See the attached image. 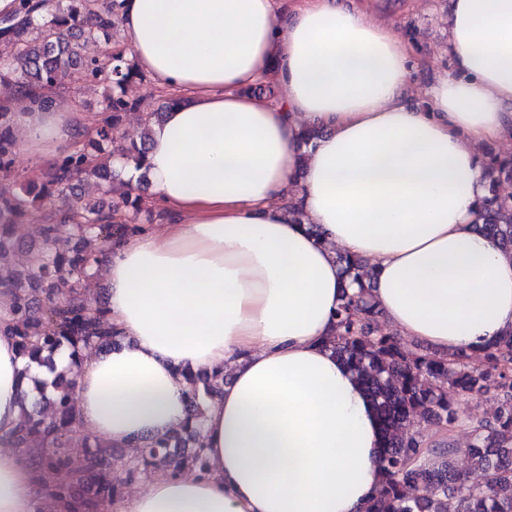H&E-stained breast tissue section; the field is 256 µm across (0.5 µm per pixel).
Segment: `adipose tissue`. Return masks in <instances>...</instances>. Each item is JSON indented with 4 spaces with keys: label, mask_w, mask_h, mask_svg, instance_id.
<instances>
[{
    "label": "adipose tissue",
    "mask_w": 512,
    "mask_h": 512,
    "mask_svg": "<svg viewBox=\"0 0 512 512\" xmlns=\"http://www.w3.org/2000/svg\"><path fill=\"white\" fill-rule=\"evenodd\" d=\"M121 18L126 55L175 99L142 167L165 222L104 260L119 343L74 375L75 426L127 448L192 425L181 368L230 380L204 404L205 469L157 472L112 510L363 512L382 441L327 346L347 286L335 250L369 261L371 302L428 352L479 357L512 332V253L473 226L479 146L512 150V0H452V67L423 109L404 95L412 46L356 0H123ZM263 82L280 96L254 93ZM0 105L35 158L95 132L2 85ZM23 367L1 330L2 439L22 421ZM48 497L0 449V512H70Z\"/></svg>",
    "instance_id": "ef3b65f1"
}]
</instances>
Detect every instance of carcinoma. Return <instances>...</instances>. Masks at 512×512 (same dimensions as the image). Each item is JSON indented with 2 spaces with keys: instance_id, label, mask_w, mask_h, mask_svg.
<instances>
[{
  "instance_id": "obj_1",
  "label": "carcinoma",
  "mask_w": 512,
  "mask_h": 512,
  "mask_svg": "<svg viewBox=\"0 0 512 512\" xmlns=\"http://www.w3.org/2000/svg\"><path fill=\"white\" fill-rule=\"evenodd\" d=\"M42 7L43 0H17L14 15L0 26V39L14 42L12 54L0 61V83L50 105L52 100L40 93L53 87L67 68L81 64L92 80L108 81L114 89L107 99L106 115L96 128L94 152L77 151L55 161L50 180L41 184L21 182L12 170L16 143L10 133L9 112L0 105V263L13 250L7 227L23 209L42 207L52 197L66 206L60 219L43 225L45 248L38 257L23 273L0 281L12 297L4 329L18 339L19 352L27 359L24 373H29L33 364L55 370V355L69 350L68 368L56 373L51 382L53 394L48 403L52 412L44 416L23 409L22 426L11 442L13 448L41 443L36 467L45 475L64 463L49 449L64 447L71 435L74 385L70 374L81 363L82 349L90 345L109 349L115 344V337L102 330L101 308L89 307L81 294L88 269L98 261L88 249V235L111 245L135 230L130 222L141 211L140 196L129 190L107 209L80 197L71 203L69 194L75 184L92 177L99 180L98 188L105 193L108 186L120 181L118 171L102 158L101 144L117 142L122 113L137 110L142 103L125 95V86L140 74L121 54L84 61L80 45L73 40L78 36L92 41L116 29L120 24L118 0H109L103 9L98 0H66V8L53 13L42 12ZM486 165L491 181L474 228L512 252V194L501 195L496 190L499 182L512 181V154H489ZM74 210L83 223H71ZM339 263L342 273L360 288L356 293H343L335 312L336 339L331 348L369 396L382 432L380 465L385 481L366 504V512H512V335L480 361L465 353L441 358L406 349L385 332L380 311L366 299L372 271L347 255L339 257ZM186 380L191 416L198 421L201 397L222 390L224 375L190 374ZM450 390L462 396L493 393L501 400L493 419L474 429L469 448L474 466L484 472L481 484H468L448 470L446 459L455 452L453 448L443 453L444 462L437 467L412 464L420 453V443L411 420L449 425L461 421L458 404L448 399ZM197 436L196 428L186 427L164 437L143 439L123 475L112 479L100 475L103 460L88 455L73 469L97 480L95 497L80 498L71 486L59 484L53 487L54 494L79 504L82 512H90L99 503L112 500L124 483L149 468L181 470L203 465L200 442L186 448L187 440Z\"/></svg>"
}]
</instances>
